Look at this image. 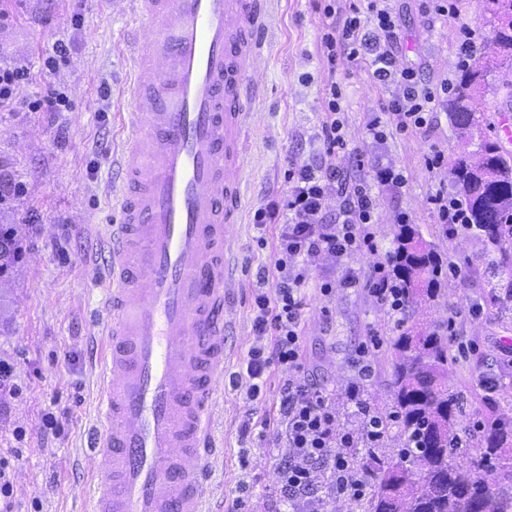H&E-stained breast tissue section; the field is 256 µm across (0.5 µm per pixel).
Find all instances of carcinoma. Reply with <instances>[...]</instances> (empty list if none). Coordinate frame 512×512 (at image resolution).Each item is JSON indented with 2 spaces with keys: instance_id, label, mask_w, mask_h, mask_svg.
Segmentation results:
<instances>
[{
  "instance_id": "carcinoma-1",
  "label": "carcinoma",
  "mask_w": 512,
  "mask_h": 512,
  "mask_svg": "<svg viewBox=\"0 0 512 512\" xmlns=\"http://www.w3.org/2000/svg\"><path fill=\"white\" fill-rule=\"evenodd\" d=\"M495 31L492 53L472 55L461 66L448 98V118L464 151L451 164L457 195L469 223L498 268L512 265V152L473 109L480 94H512V69L497 78L498 62H512V0H485ZM390 276L404 303L442 295L445 263L414 224H398L390 249ZM19 259L0 227V276ZM489 286L512 303V274L490 271ZM392 394L396 426L415 447L398 450L397 461L379 468L366 512H512V419L496 403L485 406L478 433L458 457L459 399L448 381V337L409 329L392 340Z\"/></svg>"
}]
</instances>
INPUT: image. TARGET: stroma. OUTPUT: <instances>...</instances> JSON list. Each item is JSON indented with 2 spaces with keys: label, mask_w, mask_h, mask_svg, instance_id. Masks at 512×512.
<instances>
[{
  "label": "stroma",
  "mask_w": 512,
  "mask_h": 512,
  "mask_svg": "<svg viewBox=\"0 0 512 512\" xmlns=\"http://www.w3.org/2000/svg\"><path fill=\"white\" fill-rule=\"evenodd\" d=\"M457 6V14L443 18L434 15L431 0L393 4L399 17L396 48L414 63L424 85L456 78L455 29H472L479 45L493 37L484 0H458ZM0 9L11 16L0 28V63L31 73L13 110L0 112V179L17 191L0 208V224L15 225L23 246L21 261L0 280V360L10 364L13 384L0 391V459L11 475L10 512H81L77 489L97 481L88 443L96 423L104 291L94 266L110 232L112 159L126 144L125 34L137 30L144 42L151 30L134 25L122 0H0ZM327 24L319 0H271L264 55L250 67L264 94L250 132L243 218L227 229L240 251L241 282L233 300L237 323L224 339V379L213 426L217 452L203 482L205 504L214 512H289L279 484L285 455L275 412L282 374L271 370L265 397L254 403L237 375L254 343L257 273L270 259V247L260 241L273 237L258 232L253 216L287 190L289 163L320 159L329 78H336L344 93L348 145L337 153V167L356 172L358 160L379 152L406 177L402 188L380 194L375 226L380 245L390 248L404 215L444 261L471 272L465 280H446L442 297L423 310H406L395 319L361 291L339 287L321 296V275L332 262L323 255L311 258L302 290L305 377L343 390L357 375L351 363L356 346L369 327H377L383 344L372 356L368 398L379 411H392L391 338L413 325L442 329L449 310L459 311L460 335L477 344L466 357L448 350V375L462 403L457 430L464 438L477 418L480 379L512 368L504 353L512 345V311L492 306L478 318L468 313L488 294L485 269L493 255L484 254L474 234L446 237L428 202L436 191L453 187L447 163L432 171L425 167L430 146H440L447 162L461 152L447 112L433 113L426 131L392 130L383 144H374L365 125L369 113L383 111L388 96L375 86L366 63L329 74L321 48ZM58 42L69 46L70 55L50 75L43 60ZM51 81L67 88L68 107L32 111L33 96ZM248 416L255 428L245 439L239 426Z\"/></svg>",
  "instance_id": "obj_1"
}]
</instances>
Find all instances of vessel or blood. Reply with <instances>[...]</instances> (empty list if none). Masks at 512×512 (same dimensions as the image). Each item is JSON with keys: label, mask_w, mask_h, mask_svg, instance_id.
Segmentation results:
<instances>
[{"label": "vessel or blood", "mask_w": 512, "mask_h": 512, "mask_svg": "<svg viewBox=\"0 0 512 512\" xmlns=\"http://www.w3.org/2000/svg\"><path fill=\"white\" fill-rule=\"evenodd\" d=\"M267 0H133L152 37L135 83L122 191L112 205L98 366L100 460L88 512H203L212 405L224 376L238 267L224 228L243 215L246 126L260 97L246 63ZM197 462L186 470L173 449Z\"/></svg>", "instance_id": "obj_1"}]
</instances>
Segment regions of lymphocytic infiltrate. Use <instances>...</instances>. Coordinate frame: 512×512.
<instances>
[{
  "mask_svg": "<svg viewBox=\"0 0 512 512\" xmlns=\"http://www.w3.org/2000/svg\"><path fill=\"white\" fill-rule=\"evenodd\" d=\"M366 2L367 8L362 11L354 0H324V15L338 17L339 25L324 36L323 47L333 70L367 61L373 81L388 93L383 115L372 116L365 125L367 134L379 142L390 126L400 132L427 128L432 112L447 107L452 85L445 80L435 89L420 85L414 67L401 61L395 50L396 17L389 0ZM341 102L340 86L330 84L324 97L321 161L291 165L288 194L282 206L258 209L253 217L254 224L263 227L273 222L277 209L288 213L287 222L276 232L274 260L259 274L263 287L254 297L255 342L248 352L246 396L251 400L263 396L268 369L284 371L278 411L288 458L280 470L279 482L293 512H324V500L313 494L324 477L333 496L361 500L369 481L351 450L376 447L384 437L382 418L366 398L363 386L373 376V368L365 359L381 345L377 328L367 331L353 354L360 381L349 388L347 398L361 418L360 434L340 425L332 391L301 375V290L306 262L319 254L328 255L341 268L344 287L363 289L388 311L396 313L403 308L400 290L390 278V257L380 253L376 242L380 197L374 188H400L405 177L379 154L370 161L372 175L368 178L336 167L334 157L347 145ZM332 198L339 203L341 220L337 223L325 218V205ZM356 253L372 255V264L364 270L353 268L349 260Z\"/></svg>",
  "mask_w": 512,
  "mask_h": 512,
  "instance_id": "lymphocytic-infiltrate-1",
  "label": "lymphocytic infiltrate"
}]
</instances>
